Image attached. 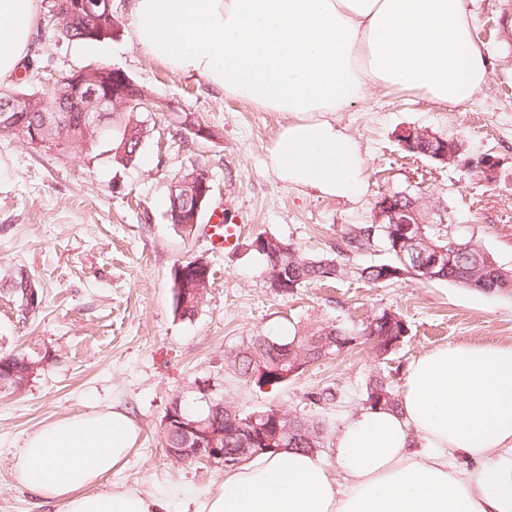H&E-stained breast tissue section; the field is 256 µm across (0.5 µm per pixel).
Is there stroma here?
<instances>
[{
	"label": "stroma",
	"mask_w": 512,
	"mask_h": 512,
	"mask_svg": "<svg viewBox=\"0 0 512 512\" xmlns=\"http://www.w3.org/2000/svg\"><path fill=\"white\" fill-rule=\"evenodd\" d=\"M469 6L473 35L490 58L486 83L471 101L447 109L416 93L374 88L337 113L338 126L359 140L365 156L367 192L349 202L280 180L266 156L288 115L151 57L133 38L129 0H113L122 27L103 43L61 39L52 0H39L25 75L0 86L36 91L75 69L116 67L172 110L194 113L214 136L202 139L171 124L169 112L142 113L151 135L139 160L121 169L103 155L69 159L0 136V355L42 358L20 392L0 393V512H62L25 491L11 463L30 433L73 413L115 407L140 428L127 462L104 488L165 489L167 512H203L208 491L224 479L223 465L173 461L158 436L169 403L194 381L218 376L225 401L240 409L273 406L336 430L361 409L365 384L378 371L389 372L398 390L408 363L423 353L448 344L512 346L510 294L447 282L375 288L354 278L284 294L269 287L262 260L248 249L265 234L309 256L331 252L347 225L369 222L382 192L420 190L427 206L447 208L456 231L512 265V44L499 37L506 2ZM405 127L458 137L469 155L496 157L504 183L493 189L464 181L456 165L402 151L396 136ZM197 165L212 176L211 207L227 209L244 226L232 250L213 248L207 224L185 238L168 221L175 174ZM195 257L210 264L213 283L188 320L174 313L171 269ZM19 269L42 293L40 308L27 314L5 285ZM384 308L401 312L408 325L385 361L366 343L263 387L224 364L225 352L248 337L282 338L332 322L357 326ZM329 386L338 401L326 410L310 405L308 393Z\"/></svg>",
	"instance_id": "1"
}]
</instances>
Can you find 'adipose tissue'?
Here are the masks:
<instances>
[{"label":"adipose tissue","mask_w":512,"mask_h":512,"mask_svg":"<svg viewBox=\"0 0 512 512\" xmlns=\"http://www.w3.org/2000/svg\"><path fill=\"white\" fill-rule=\"evenodd\" d=\"M38 0H0V80L30 47ZM133 36L153 57L253 105L285 112L267 164L288 185L365 195L359 142L333 118L370 88L456 106L483 86L488 55L467 0H132ZM139 435L115 408L30 434L19 484L64 512H164L163 494L103 490ZM512 347L449 344L407 367L395 410L364 408L319 454L286 450L225 472L206 512H512ZM473 462L459 477L458 458Z\"/></svg>","instance_id":"adipose-tissue-1"}]
</instances>
